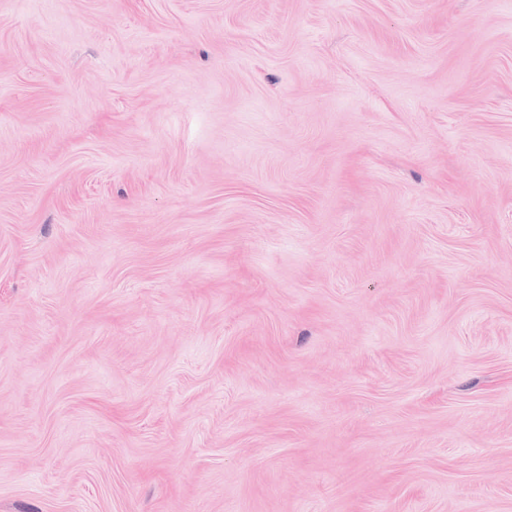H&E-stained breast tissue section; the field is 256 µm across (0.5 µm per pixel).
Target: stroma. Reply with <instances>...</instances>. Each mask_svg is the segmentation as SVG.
<instances>
[{
	"label": "stroma",
	"instance_id": "obj_1",
	"mask_svg": "<svg viewBox=\"0 0 512 512\" xmlns=\"http://www.w3.org/2000/svg\"><path fill=\"white\" fill-rule=\"evenodd\" d=\"M0 512H512V0H0Z\"/></svg>",
	"mask_w": 512,
	"mask_h": 512
}]
</instances>
